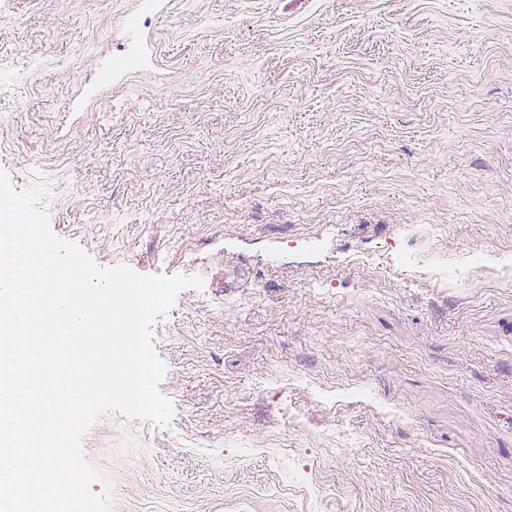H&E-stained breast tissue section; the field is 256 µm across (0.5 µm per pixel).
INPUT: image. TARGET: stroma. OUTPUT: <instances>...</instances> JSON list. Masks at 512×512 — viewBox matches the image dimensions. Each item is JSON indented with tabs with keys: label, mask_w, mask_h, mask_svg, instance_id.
I'll return each mask as SVG.
<instances>
[{
	"label": "stroma",
	"mask_w": 512,
	"mask_h": 512,
	"mask_svg": "<svg viewBox=\"0 0 512 512\" xmlns=\"http://www.w3.org/2000/svg\"><path fill=\"white\" fill-rule=\"evenodd\" d=\"M0 171L204 280L113 512H512V0H0Z\"/></svg>",
	"instance_id": "stroma-1"
}]
</instances>
